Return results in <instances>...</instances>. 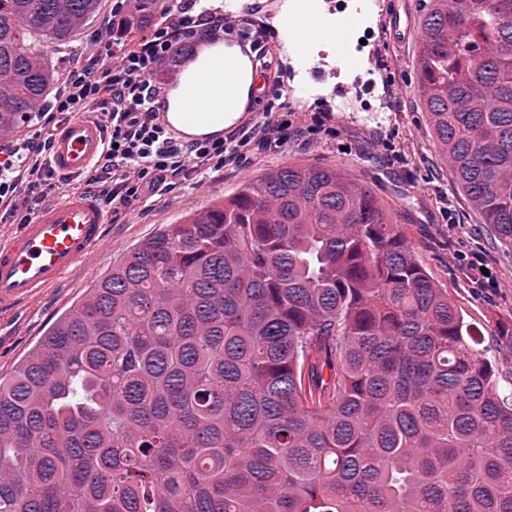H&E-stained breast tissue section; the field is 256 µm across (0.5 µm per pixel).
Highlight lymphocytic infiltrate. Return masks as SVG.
<instances>
[{
    "label": "lymphocytic infiltrate",
    "instance_id": "f902f5d3",
    "mask_svg": "<svg viewBox=\"0 0 512 512\" xmlns=\"http://www.w3.org/2000/svg\"><path fill=\"white\" fill-rule=\"evenodd\" d=\"M224 29L219 16H184L157 25L150 39L121 57L94 53L70 71L64 92L40 111V129L0 145V213L13 223H30L40 206L72 186L92 193L117 219L160 189L186 180L204 183L251 142L283 146L287 128L270 116L258 129L244 126L228 138L192 142L179 141L161 124L153 101L162 82L196 43ZM87 109L106 131L105 151L78 179L57 177L49 160L54 129L68 114Z\"/></svg>",
    "mask_w": 512,
    "mask_h": 512
}]
</instances>
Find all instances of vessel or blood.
I'll return each instance as SVG.
<instances>
[{
    "label": "vessel or blood",
    "mask_w": 512,
    "mask_h": 512,
    "mask_svg": "<svg viewBox=\"0 0 512 512\" xmlns=\"http://www.w3.org/2000/svg\"><path fill=\"white\" fill-rule=\"evenodd\" d=\"M285 19L294 39L319 37L335 22V6L314 9L310 0H292ZM279 40L259 43L245 36L218 37L202 41L199 55L208 67H196L190 79L168 78L157 97L156 110L165 126H172V112H203L216 95L212 71L221 70L230 79L241 72H256L259 57L278 52ZM183 87L178 105H171L170 92ZM106 133L90 114L78 113L62 122L53 136L51 163L62 175L86 172L101 156ZM108 215L101 203L86 192L44 207L38 218L21 225L8 239L0 240V313L12 311L35 294L56 287L80 261L93 254L103 239Z\"/></svg>",
    "instance_id": "b4317fda"
}]
</instances>
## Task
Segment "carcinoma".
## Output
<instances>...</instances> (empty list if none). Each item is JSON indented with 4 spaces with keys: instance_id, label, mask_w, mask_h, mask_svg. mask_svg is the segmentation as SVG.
<instances>
[{
    "instance_id": "obj_1",
    "label": "carcinoma",
    "mask_w": 512,
    "mask_h": 512,
    "mask_svg": "<svg viewBox=\"0 0 512 512\" xmlns=\"http://www.w3.org/2000/svg\"><path fill=\"white\" fill-rule=\"evenodd\" d=\"M133 0L126 33L158 18ZM103 0H0V141ZM418 88L512 249V0H428ZM384 204L288 165L139 242L0 378V512H512V403Z\"/></svg>"
}]
</instances>
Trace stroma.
Wrapping results in <instances>:
<instances>
[{"instance_id":"1","label":"stroma","mask_w":512,"mask_h":512,"mask_svg":"<svg viewBox=\"0 0 512 512\" xmlns=\"http://www.w3.org/2000/svg\"><path fill=\"white\" fill-rule=\"evenodd\" d=\"M412 13L404 42L378 47L374 63L341 70L337 83L365 84L366 99L332 98L328 85L313 84L305 95L289 92L297 78L288 55L271 60L280 87L269 94L279 119L288 123V142L276 149L246 147L241 157L212 173L206 184L185 182L174 190L154 193L142 209L120 223L107 224L98 250L77 263L59 287L33 296L12 313L0 315V375L40 340L47 328L86 288L124 257L137 243L166 224L180 223L184 214L232 196L250 178L290 163H319L343 170L368 186L396 213L402 232L419 262L461 307L465 319L481 339L498 372V387L512 396V344L505 342L512 329V252L503 250L488 225L458 194L448 169L427 134L423 107L416 94L417 14L422 0H409ZM115 0H104L100 15L91 18L69 44L51 49L47 58L60 74L79 67L94 51L96 38L112 34V52L121 55L152 34L114 31ZM456 219L487 256L501 283L499 289L463 287L453 258L456 246L448 238V221Z\"/></svg>"}]
</instances>
